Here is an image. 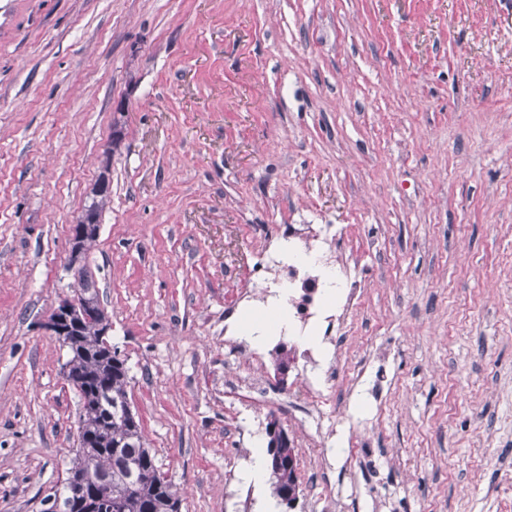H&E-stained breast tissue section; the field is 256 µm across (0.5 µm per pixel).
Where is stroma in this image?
<instances>
[{
	"label": "stroma",
	"mask_w": 512,
	"mask_h": 512,
	"mask_svg": "<svg viewBox=\"0 0 512 512\" xmlns=\"http://www.w3.org/2000/svg\"><path fill=\"white\" fill-rule=\"evenodd\" d=\"M103 176L85 264L180 512L270 499L241 478L270 414L224 393L257 224L335 225L364 287L345 512H512V0H0V512L77 447L44 322ZM108 194L109 184L105 189L101 191H95L93 188L91 201L88 204H85L82 208L78 224H72L70 256H77L80 251V242L83 229L82 224H91L89 233L85 238L82 254L85 255L91 245L96 241ZM78 226L79 228L76 230Z\"/></svg>",
	"instance_id": "stroma-1"
}]
</instances>
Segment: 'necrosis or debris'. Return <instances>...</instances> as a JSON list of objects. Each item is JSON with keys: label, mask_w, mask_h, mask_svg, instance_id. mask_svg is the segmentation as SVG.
<instances>
[{"label": "necrosis or debris", "mask_w": 512, "mask_h": 512, "mask_svg": "<svg viewBox=\"0 0 512 512\" xmlns=\"http://www.w3.org/2000/svg\"><path fill=\"white\" fill-rule=\"evenodd\" d=\"M278 235V241L266 245L263 261L253 270L248 294L253 298L266 297L271 289H287L289 331L296 336L311 331L319 339L318 346L293 351L294 358L301 362L297 374L300 399L272 400L269 380L261 364L245 356V339L230 309L224 312V347L229 352L243 354L244 361L226 368L224 387L241 403L257 408L274 404L287 414L317 459L312 487L320 489L324 498L332 501L336 498V477L325 452L335 432L330 424L338 403L333 384L346 343L342 331L355 315L364 288L360 281H347L335 307H328L325 268L335 265L339 251L331 225L283 224Z\"/></svg>", "instance_id": "4bbe7bcc"}]
</instances>
